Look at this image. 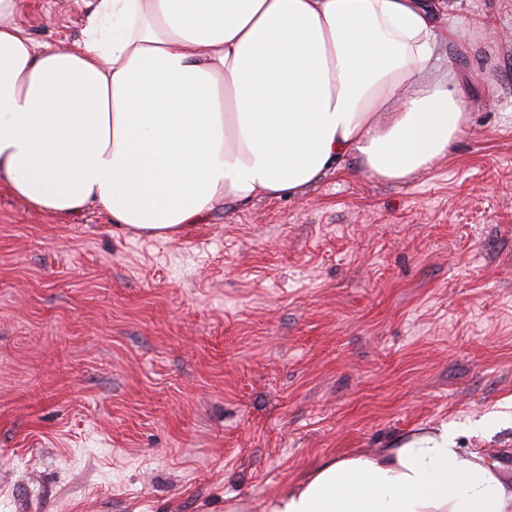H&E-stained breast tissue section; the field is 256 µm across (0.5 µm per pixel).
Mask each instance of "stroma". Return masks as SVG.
Here are the masks:
<instances>
[{
    "label": "stroma",
    "mask_w": 512,
    "mask_h": 512,
    "mask_svg": "<svg viewBox=\"0 0 512 512\" xmlns=\"http://www.w3.org/2000/svg\"><path fill=\"white\" fill-rule=\"evenodd\" d=\"M435 4L471 121L407 182L350 158L166 237L0 184V512H224L443 425L512 480V0Z\"/></svg>",
    "instance_id": "35a3bbf8"
}]
</instances>
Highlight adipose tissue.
Here are the masks:
<instances>
[{"instance_id":"obj_1","label":"adipose tissue","mask_w":512,"mask_h":512,"mask_svg":"<svg viewBox=\"0 0 512 512\" xmlns=\"http://www.w3.org/2000/svg\"><path fill=\"white\" fill-rule=\"evenodd\" d=\"M77 48L0 0V182L60 217L171 232L216 202L292 196L343 160L405 182L471 115L454 66L422 79L430 0H81ZM260 512H512V481L447 428L319 463Z\"/></svg>"}]
</instances>
